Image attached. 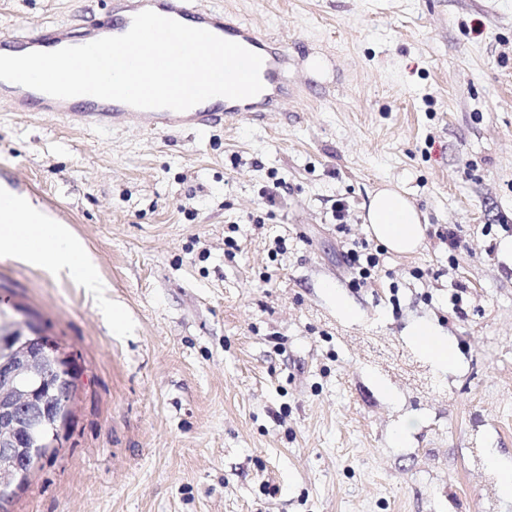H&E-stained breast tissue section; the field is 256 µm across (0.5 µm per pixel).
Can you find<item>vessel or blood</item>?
<instances>
[{
	"instance_id": "b4317fda",
	"label": "vessel or blood",
	"mask_w": 512,
	"mask_h": 512,
	"mask_svg": "<svg viewBox=\"0 0 512 512\" xmlns=\"http://www.w3.org/2000/svg\"><path fill=\"white\" fill-rule=\"evenodd\" d=\"M112 10L120 14V23L93 31L89 35L90 40L123 35L130 29L136 14L151 10L174 20L188 19L194 23L195 27L208 30L222 39L239 43L263 58L260 70L263 89L256 96L240 100L225 99L224 108L220 111L211 108L205 102L183 112L169 109L144 110L141 111L140 116L145 123L177 125L202 130L221 122L225 114L230 112L280 111L283 100L288 96L286 70L288 55L283 47L274 44L254 27L230 23L229 14L225 11L187 8L185 0H112ZM36 98H39L42 110L55 111L77 121L94 117L118 121L131 111L130 106L123 102L104 100L90 95L74 100L58 99L43 93Z\"/></svg>"
}]
</instances>
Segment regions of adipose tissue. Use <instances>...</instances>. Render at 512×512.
<instances>
[{
  "instance_id": "adipose-tissue-1",
  "label": "adipose tissue",
  "mask_w": 512,
  "mask_h": 512,
  "mask_svg": "<svg viewBox=\"0 0 512 512\" xmlns=\"http://www.w3.org/2000/svg\"><path fill=\"white\" fill-rule=\"evenodd\" d=\"M363 221L373 237L387 249L408 255L418 250L426 237L425 218L405 190L386 185L371 196ZM9 246L17 256L42 267L69 274L92 292L103 293L105 284L93 269L81 241L67 224L54 223L30 200L0 186V246ZM410 336L422 346L440 374L454 373V343L435 327L417 323Z\"/></svg>"
}]
</instances>
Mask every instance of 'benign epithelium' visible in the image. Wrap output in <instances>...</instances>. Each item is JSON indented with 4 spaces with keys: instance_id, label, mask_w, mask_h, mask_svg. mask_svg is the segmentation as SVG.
<instances>
[{
    "instance_id": "1",
    "label": "benign epithelium",
    "mask_w": 512,
    "mask_h": 512,
    "mask_svg": "<svg viewBox=\"0 0 512 512\" xmlns=\"http://www.w3.org/2000/svg\"><path fill=\"white\" fill-rule=\"evenodd\" d=\"M30 319L0 308V481L13 480L25 454L38 450V428L55 387L56 374H74L56 339L36 334Z\"/></svg>"
}]
</instances>
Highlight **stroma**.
Returning a JSON list of instances; mask_svg holds the SVG:
<instances>
[{
    "label": "stroma",
    "mask_w": 512,
    "mask_h": 512,
    "mask_svg": "<svg viewBox=\"0 0 512 512\" xmlns=\"http://www.w3.org/2000/svg\"><path fill=\"white\" fill-rule=\"evenodd\" d=\"M195 4L286 48L283 112L100 126L0 91V183L71 226L123 318L113 332L101 299L0 251V308L79 369L60 446L0 512H512L490 463L512 460V0ZM111 17L0 0V39ZM386 182L426 238L355 289L343 241L378 248L362 214ZM420 322L452 337L457 373L414 346Z\"/></svg>",
    "instance_id": "1"
}]
</instances>
